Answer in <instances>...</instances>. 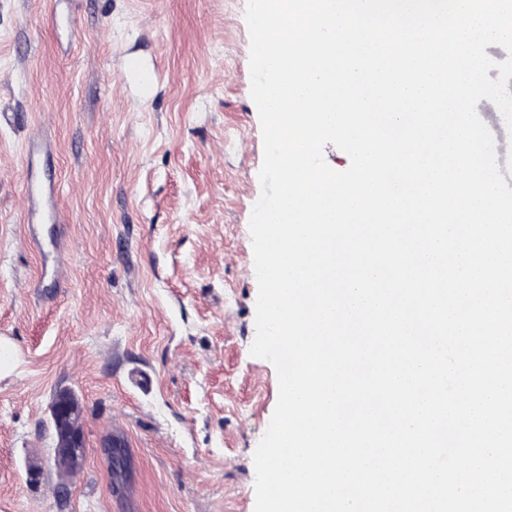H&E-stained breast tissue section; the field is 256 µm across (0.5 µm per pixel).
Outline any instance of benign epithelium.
<instances>
[{"mask_svg": "<svg viewBox=\"0 0 512 512\" xmlns=\"http://www.w3.org/2000/svg\"><path fill=\"white\" fill-rule=\"evenodd\" d=\"M82 410L68 393L57 395L52 409L56 443L54 465L59 470L76 472L84 460L81 433Z\"/></svg>", "mask_w": 512, "mask_h": 512, "instance_id": "1", "label": "benign epithelium"}]
</instances>
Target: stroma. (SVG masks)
<instances>
[{
	"label": "stroma",
	"instance_id": "1",
	"mask_svg": "<svg viewBox=\"0 0 512 512\" xmlns=\"http://www.w3.org/2000/svg\"><path fill=\"white\" fill-rule=\"evenodd\" d=\"M246 5L0 0V512H254L278 380L250 353L264 148ZM476 110L512 187V135ZM30 167L60 186L59 220L34 230ZM62 391L83 408L68 476ZM107 435L126 445L120 487ZM82 419V410L72 396L59 393L52 409L56 436L54 465L58 470L74 473L83 463Z\"/></svg>",
	"mask_w": 512,
	"mask_h": 512
}]
</instances>
